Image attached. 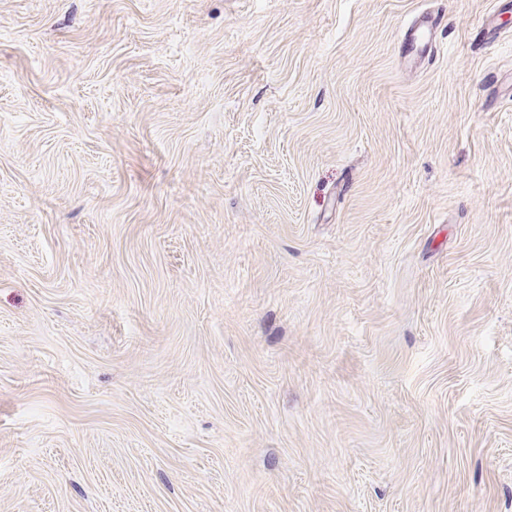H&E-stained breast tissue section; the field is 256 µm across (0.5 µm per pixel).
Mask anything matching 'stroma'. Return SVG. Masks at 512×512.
I'll list each match as a JSON object with an SVG mask.
<instances>
[{
	"label": "stroma",
	"mask_w": 512,
	"mask_h": 512,
	"mask_svg": "<svg viewBox=\"0 0 512 512\" xmlns=\"http://www.w3.org/2000/svg\"><path fill=\"white\" fill-rule=\"evenodd\" d=\"M0 512H512V0H0ZM438 23L435 20L426 21L409 30L407 40L410 41L411 51L417 53L410 59L416 62L428 56L432 50V32Z\"/></svg>",
	"instance_id": "obj_1"
}]
</instances>
